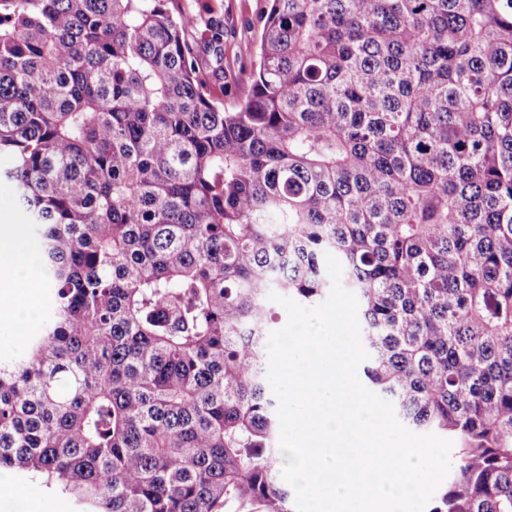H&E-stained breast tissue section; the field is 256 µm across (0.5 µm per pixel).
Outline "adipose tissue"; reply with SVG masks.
Listing matches in <instances>:
<instances>
[{"mask_svg": "<svg viewBox=\"0 0 512 512\" xmlns=\"http://www.w3.org/2000/svg\"><path fill=\"white\" fill-rule=\"evenodd\" d=\"M37 254L13 219L0 223V318L9 319L19 306L34 307L41 285L30 275Z\"/></svg>", "mask_w": 512, "mask_h": 512, "instance_id": "1", "label": "adipose tissue"}]
</instances>
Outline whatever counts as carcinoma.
I'll return each mask as SVG.
<instances>
[{"label": "carcinoma", "mask_w": 512, "mask_h": 512, "mask_svg": "<svg viewBox=\"0 0 512 512\" xmlns=\"http://www.w3.org/2000/svg\"><path fill=\"white\" fill-rule=\"evenodd\" d=\"M227 27L0 0V178L51 295L0 358V471L94 512H293L266 297L314 304L331 253L368 388L456 440L430 512H512V0H264L231 84Z\"/></svg>", "instance_id": "cac0c4a2"}]
</instances>
